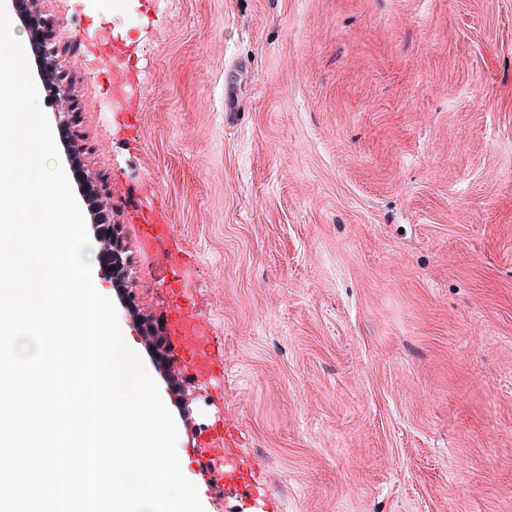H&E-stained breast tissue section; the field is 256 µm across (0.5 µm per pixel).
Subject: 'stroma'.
Wrapping results in <instances>:
<instances>
[{"label":"stroma","mask_w":512,"mask_h":512,"mask_svg":"<svg viewBox=\"0 0 512 512\" xmlns=\"http://www.w3.org/2000/svg\"><path fill=\"white\" fill-rule=\"evenodd\" d=\"M113 2L37 8L83 170L131 255L167 213L224 352L158 383L258 465L218 491L184 461L204 512H512V0ZM94 280L133 339L173 302Z\"/></svg>","instance_id":"1"}]
</instances>
